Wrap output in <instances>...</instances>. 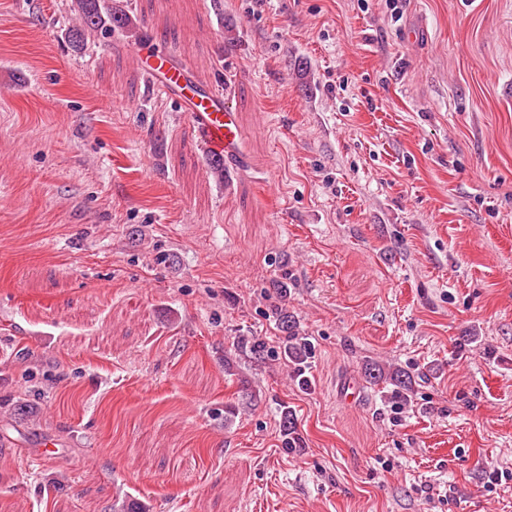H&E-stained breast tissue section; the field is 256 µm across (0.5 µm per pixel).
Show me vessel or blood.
Wrapping results in <instances>:
<instances>
[{"label": "vessel or blood", "instance_id": "b4317fda", "mask_svg": "<svg viewBox=\"0 0 512 512\" xmlns=\"http://www.w3.org/2000/svg\"><path fill=\"white\" fill-rule=\"evenodd\" d=\"M139 63L153 87L175 97L187 112L196 144L214 159L239 165L247 154L236 112L225 102L222 91L204 88L191 77V67L171 53L144 46Z\"/></svg>", "mask_w": 512, "mask_h": 512}]
</instances>
